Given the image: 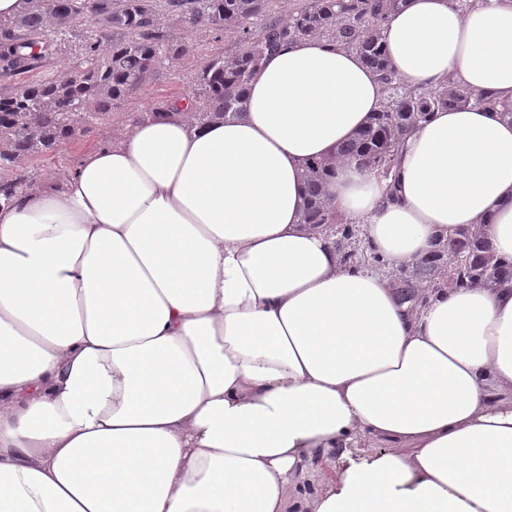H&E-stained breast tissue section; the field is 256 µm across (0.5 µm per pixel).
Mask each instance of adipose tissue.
I'll list each match as a JSON object with an SVG mask.
<instances>
[{
  "label": "adipose tissue",
  "instance_id": "ef3b65f1",
  "mask_svg": "<svg viewBox=\"0 0 512 512\" xmlns=\"http://www.w3.org/2000/svg\"><path fill=\"white\" fill-rule=\"evenodd\" d=\"M383 44L411 85L512 101V0H402ZM383 103L357 53L289 42L244 114L131 119L0 209V512H512V289L404 301L300 219L332 158L390 266L473 226L512 260V122L435 112L390 189L335 158ZM341 466L340 454L336 458H330L325 455L323 461L317 466L309 467V474L306 479V490L309 498L312 500L322 488L325 475L332 472L336 473ZM328 471V472H326Z\"/></svg>",
  "mask_w": 512,
  "mask_h": 512
}]
</instances>
